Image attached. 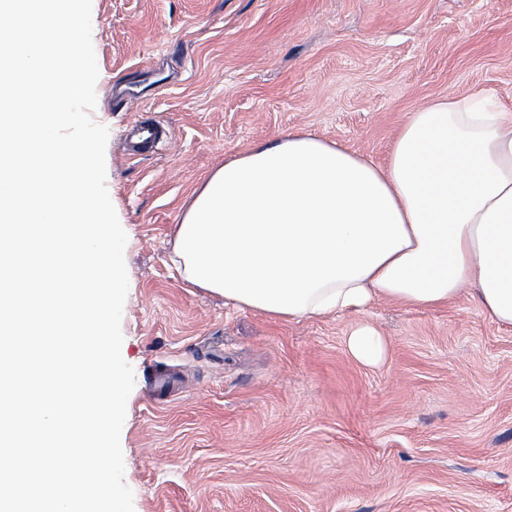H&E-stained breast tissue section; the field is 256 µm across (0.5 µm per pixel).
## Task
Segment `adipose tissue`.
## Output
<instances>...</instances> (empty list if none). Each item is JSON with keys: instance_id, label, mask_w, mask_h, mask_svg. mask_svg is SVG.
Here are the masks:
<instances>
[{"instance_id": "ef3b65f1", "label": "adipose tissue", "mask_w": 512, "mask_h": 512, "mask_svg": "<svg viewBox=\"0 0 512 512\" xmlns=\"http://www.w3.org/2000/svg\"><path fill=\"white\" fill-rule=\"evenodd\" d=\"M172 261L188 283L279 320L380 300L435 308L467 290L512 327V111L433 100L382 165L303 130L257 145L195 192ZM346 344L366 365L387 350L367 323Z\"/></svg>"}]
</instances>
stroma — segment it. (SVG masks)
<instances>
[{
  "label": "stroma",
  "instance_id": "35a3bbf8",
  "mask_svg": "<svg viewBox=\"0 0 512 512\" xmlns=\"http://www.w3.org/2000/svg\"><path fill=\"white\" fill-rule=\"evenodd\" d=\"M91 23L128 237L134 512H512V329L471 297L280 321L171 261L193 192L256 144L305 129L380 164L430 100L486 91L512 110V0H92ZM141 121L167 137L131 156ZM363 322L381 364L347 349ZM349 353L359 362L375 365L386 354L387 344L383 336L370 324H359L346 340Z\"/></svg>",
  "mask_w": 512,
  "mask_h": 512
}]
</instances>
